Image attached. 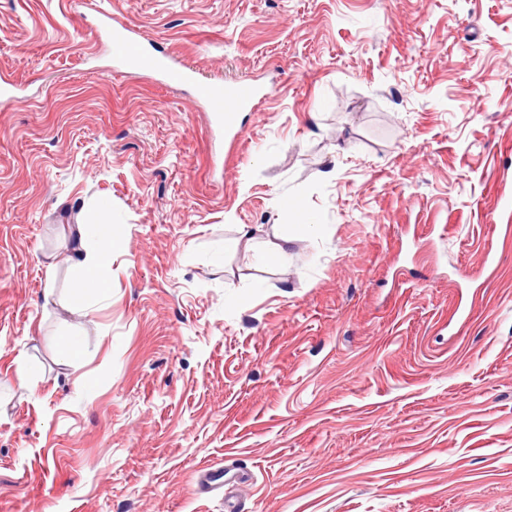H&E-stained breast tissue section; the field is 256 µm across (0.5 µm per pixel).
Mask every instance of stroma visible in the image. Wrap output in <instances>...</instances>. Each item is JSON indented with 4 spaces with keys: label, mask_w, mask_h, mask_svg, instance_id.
Returning <instances> with one entry per match:
<instances>
[{
    "label": "stroma",
    "mask_w": 512,
    "mask_h": 512,
    "mask_svg": "<svg viewBox=\"0 0 512 512\" xmlns=\"http://www.w3.org/2000/svg\"><path fill=\"white\" fill-rule=\"evenodd\" d=\"M104 11L259 84L239 144ZM3 80L0 512H512V0H0ZM103 223L93 226L76 225L75 238L68 258L75 279V291L79 295L94 293L104 295L110 288L106 272L112 266V251L119 244L118 235L106 234ZM99 238L100 244L91 248L87 242L89 232ZM60 358L72 365H79L83 357V345L75 336H62L57 343ZM224 470L217 468H203L197 473V489L203 492L221 491L224 488Z\"/></svg>",
    "instance_id": "1"
}]
</instances>
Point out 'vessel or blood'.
I'll use <instances>...</instances> for the list:
<instances>
[{
    "instance_id": "vessel-or-blood-1",
    "label": "vessel or blood",
    "mask_w": 512,
    "mask_h": 512,
    "mask_svg": "<svg viewBox=\"0 0 512 512\" xmlns=\"http://www.w3.org/2000/svg\"><path fill=\"white\" fill-rule=\"evenodd\" d=\"M112 55L117 68L128 71H149L162 78L191 88L202 101L217 127L223 128L232 141H239L244 131L237 125L239 112L254 108L261 98V89L251 80L232 82L205 81L197 72L171 55L149 52L139 31L130 25L113 27L111 32ZM196 485L203 492L221 490L224 485L222 469L203 468L197 473Z\"/></svg>"
}]
</instances>
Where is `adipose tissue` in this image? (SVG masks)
Instances as JSON below:
<instances>
[{"instance_id":"adipose-tissue-1","label":"adipose tissue","mask_w":512,"mask_h":512,"mask_svg":"<svg viewBox=\"0 0 512 512\" xmlns=\"http://www.w3.org/2000/svg\"><path fill=\"white\" fill-rule=\"evenodd\" d=\"M95 235L100 243L90 246L88 235ZM119 243L118 237L109 236L103 224L77 225L69 262L74 274L77 294H106L110 288L106 277L112 265V252Z\"/></svg>"}]
</instances>
